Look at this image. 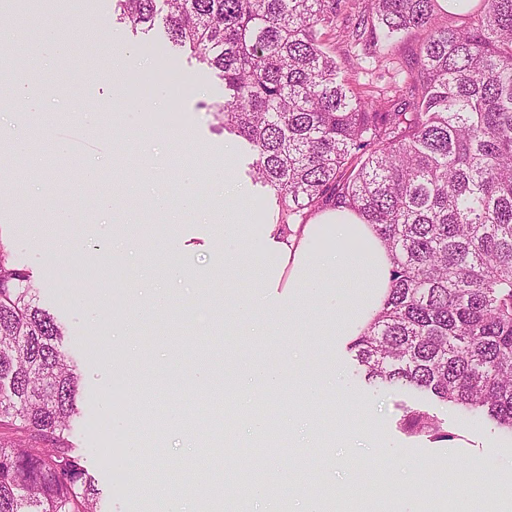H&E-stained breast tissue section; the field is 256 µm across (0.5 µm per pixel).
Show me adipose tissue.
<instances>
[{
  "instance_id": "ef3b65f1",
  "label": "adipose tissue",
  "mask_w": 512,
  "mask_h": 512,
  "mask_svg": "<svg viewBox=\"0 0 512 512\" xmlns=\"http://www.w3.org/2000/svg\"><path fill=\"white\" fill-rule=\"evenodd\" d=\"M225 232L248 243L244 249L225 247V279H233L241 267L257 266L264 273L265 292L288 298L283 310L262 307L257 299L240 302L242 317L262 309L259 334H266L273 321L292 323L303 315L326 325L329 335L346 346L372 321L389 293L390 256L373 226L357 212L330 207L304 224L288 227L273 220L252 230L229 224ZM278 379L276 365L266 358L249 361L238 355L225 371L230 388L269 390Z\"/></svg>"
}]
</instances>
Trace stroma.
Masks as SVG:
<instances>
[{"label": "stroma", "instance_id": "stroma-1", "mask_svg": "<svg viewBox=\"0 0 512 512\" xmlns=\"http://www.w3.org/2000/svg\"><path fill=\"white\" fill-rule=\"evenodd\" d=\"M17 36L7 45L24 59L30 107L0 110V156L17 136L32 145V159L0 164V240L16 263L31 271L41 307L65 332L64 346L79 375L70 443L86 458L100 489L101 512H163L157 490L179 466L197 464L196 483L237 512H281L310 505L314 512H512V499L473 500L457 491V477L480 467L488 484L512 474V432L493 421L447 406L408 387L367 383L353 352L338 347L323 328L255 335L238 320L239 297L259 292L262 274L245 267L233 287L224 284L218 258L224 249V185L213 170L228 167L255 205L250 221L277 209L274 191L250 176L252 156L242 140L221 130L213 112L224 83L213 70L175 50L159 31L132 36L118 23L112 0H11L7 11ZM52 17L67 52L51 50L44 19ZM112 48L102 51L100 39ZM342 76L369 94L407 81L418 38L404 35L390 47L394 69L368 58L344 29L324 38ZM78 147L58 149L63 134ZM177 135L180 150L168 147ZM96 167V179L80 173ZM197 171L192 186L184 169ZM196 203L183 211L184 194ZM170 198L171 214L156 213V196ZM66 222H59V213ZM131 258L125 276L108 278L112 252ZM186 275L170 280L173 258ZM333 349L335 365L308 367L319 387L298 382L250 397L274 409L276 447L259 449L246 433L199 437L186 425L204 419L208 390L223 388L229 349L253 358L268 352L281 369L289 359ZM184 421L167 424L174 407ZM418 409L441 423L449 440L406 431V411ZM111 414L123 434L138 433L150 489L132 494L130 471L111 469L98 455L105 434L96 419ZM227 449L218 463H201L200 444Z\"/></svg>", "mask_w": 512, "mask_h": 512}]
</instances>
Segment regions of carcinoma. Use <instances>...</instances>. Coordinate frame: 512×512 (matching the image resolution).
I'll list each match as a JSON object with an SVG mask.
<instances>
[{
    "mask_svg": "<svg viewBox=\"0 0 512 512\" xmlns=\"http://www.w3.org/2000/svg\"><path fill=\"white\" fill-rule=\"evenodd\" d=\"M437 0H366L348 36L424 34L410 80L375 95L341 78L322 35L348 0H115L134 33L218 72L224 130L283 223L330 204L371 224L391 288L350 345L364 379L428 393L512 431V0L442 25ZM30 272L0 241V512H100L69 440L79 378ZM413 434L448 439L406 412Z\"/></svg>",
    "mask_w": 512,
    "mask_h": 512,
    "instance_id": "obj_1",
    "label": "carcinoma"
}]
</instances>
